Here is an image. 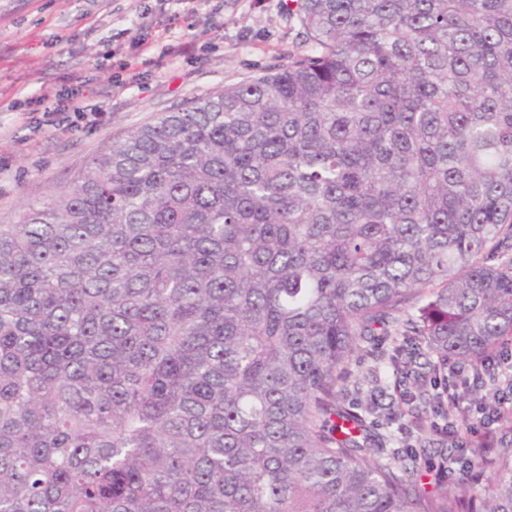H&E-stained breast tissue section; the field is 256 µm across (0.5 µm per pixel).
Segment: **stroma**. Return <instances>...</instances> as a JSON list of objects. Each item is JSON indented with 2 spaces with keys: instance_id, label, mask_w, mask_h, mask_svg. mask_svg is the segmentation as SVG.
Masks as SVG:
<instances>
[{
  "instance_id": "obj_1",
  "label": "stroma",
  "mask_w": 512,
  "mask_h": 512,
  "mask_svg": "<svg viewBox=\"0 0 512 512\" xmlns=\"http://www.w3.org/2000/svg\"><path fill=\"white\" fill-rule=\"evenodd\" d=\"M288 0H0V224L73 185L100 154L162 113L286 64L300 47ZM180 45L159 59L161 42ZM111 69L110 83L100 66ZM75 92L99 113L74 127L38 124L15 108L44 88ZM389 338L361 347L346 370L388 403L390 369L373 375Z\"/></svg>"
}]
</instances>
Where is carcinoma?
Returning a JSON list of instances; mask_svg holds the SVG:
<instances>
[{
    "instance_id": "obj_1",
    "label": "carcinoma",
    "mask_w": 512,
    "mask_h": 512,
    "mask_svg": "<svg viewBox=\"0 0 512 512\" xmlns=\"http://www.w3.org/2000/svg\"><path fill=\"white\" fill-rule=\"evenodd\" d=\"M289 2L288 65L0 224V512H512V439L427 492L342 376L391 337L440 436L512 341V0Z\"/></svg>"
}]
</instances>
